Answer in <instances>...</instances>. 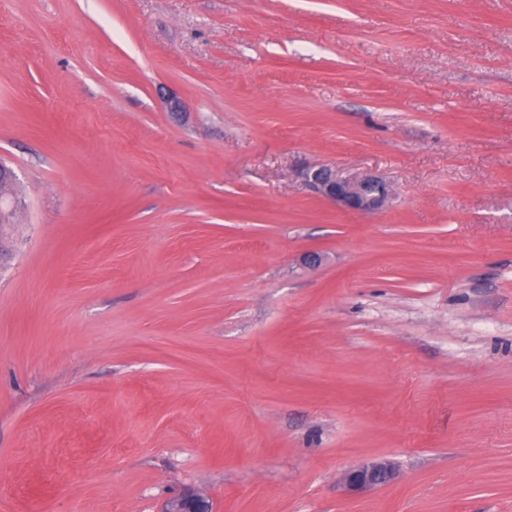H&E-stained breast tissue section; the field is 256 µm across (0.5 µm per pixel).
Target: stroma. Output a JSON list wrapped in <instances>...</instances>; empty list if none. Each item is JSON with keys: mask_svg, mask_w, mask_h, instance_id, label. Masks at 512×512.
<instances>
[{"mask_svg": "<svg viewBox=\"0 0 512 512\" xmlns=\"http://www.w3.org/2000/svg\"><path fill=\"white\" fill-rule=\"evenodd\" d=\"M0 160V512H512V0H0ZM303 178L312 190L343 209L380 211L392 196L390 187L380 178L342 176L327 166L310 167ZM395 472L386 462H375L348 470L344 482L348 490L359 492L391 482ZM209 497L200 490L187 488L170 499L164 512H211Z\"/></svg>", "mask_w": 512, "mask_h": 512, "instance_id": "stroma-1", "label": "stroma"}]
</instances>
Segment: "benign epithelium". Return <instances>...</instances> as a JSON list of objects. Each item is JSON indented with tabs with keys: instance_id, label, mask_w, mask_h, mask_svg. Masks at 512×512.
<instances>
[{
	"instance_id": "benign-epithelium-1",
	"label": "benign epithelium",
	"mask_w": 512,
	"mask_h": 512,
	"mask_svg": "<svg viewBox=\"0 0 512 512\" xmlns=\"http://www.w3.org/2000/svg\"><path fill=\"white\" fill-rule=\"evenodd\" d=\"M13 172L0 162V219L12 215L3 201L5 185L12 182ZM306 184L322 197L348 210L372 213L382 210L392 191L377 177L342 176L327 166H314L303 173ZM395 472L386 462H375L348 470L344 482L348 490L359 492L391 482ZM164 512H211L209 497L200 490L187 488L170 499Z\"/></svg>"
}]
</instances>
